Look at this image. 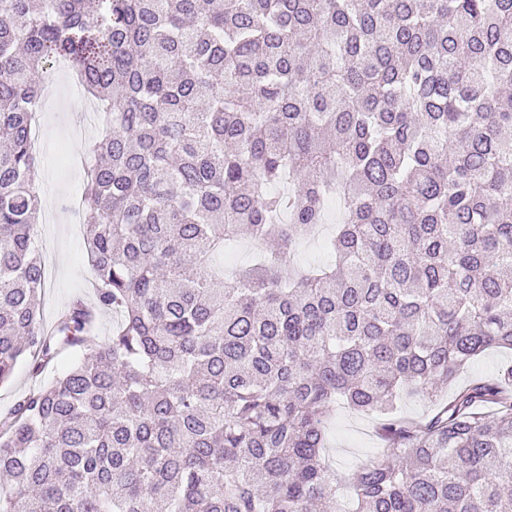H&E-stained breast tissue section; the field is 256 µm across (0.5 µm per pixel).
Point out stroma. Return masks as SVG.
Instances as JSON below:
<instances>
[{
  "label": "stroma",
  "instance_id": "35a3bbf8",
  "mask_svg": "<svg viewBox=\"0 0 512 512\" xmlns=\"http://www.w3.org/2000/svg\"><path fill=\"white\" fill-rule=\"evenodd\" d=\"M72 81L68 68L57 67L53 97L39 118L37 170L41 178L34 188L42 199L43 212L35 240L45 265L41 316L47 323L73 299L94 298L85 228L61 205L62 200L81 196L85 172L73 166L70 158L82 155L89 138L84 130L87 96L72 92ZM73 361V356H66L60 365L37 377L27 361H20L12 379L0 385V415L34 385L51 383ZM378 427L374 417L337 404L326 425V458L339 475H350L377 453L382 446Z\"/></svg>",
  "mask_w": 512,
  "mask_h": 512
}]
</instances>
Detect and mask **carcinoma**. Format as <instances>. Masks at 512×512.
<instances>
[{"label":"carcinoma","mask_w":512,"mask_h":512,"mask_svg":"<svg viewBox=\"0 0 512 512\" xmlns=\"http://www.w3.org/2000/svg\"><path fill=\"white\" fill-rule=\"evenodd\" d=\"M61 60L108 125L96 302L47 333L31 130ZM0 143V383L80 354L0 419V512H512V364L456 385L512 350V0H0ZM334 194L332 262L291 266ZM242 236L267 257L228 278ZM339 398L385 444L343 485ZM505 361H512V350L489 351L464 368L459 373L456 384L462 385L476 377L490 376Z\"/></svg>","instance_id":"obj_1"}]
</instances>
